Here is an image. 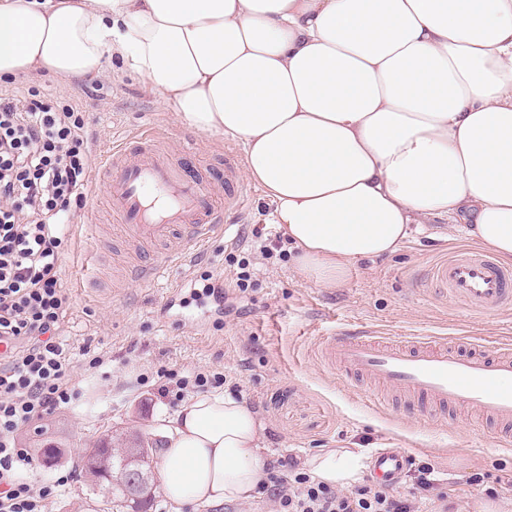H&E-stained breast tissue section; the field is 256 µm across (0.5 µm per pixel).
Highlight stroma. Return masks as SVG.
<instances>
[{
	"instance_id": "obj_1",
	"label": "stroma",
	"mask_w": 512,
	"mask_h": 512,
	"mask_svg": "<svg viewBox=\"0 0 512 512\" xmlns=\"http://www.w3.org/2000/svg\"><path fill=\"white\" fill-rule=\"evenodd\" d=\"M34 88L60 105L85 112L94 149H106L128 133L152 126L189 146L198 159L220 163L228 138L209 136L178 121L160 96L138 75L114 74L97 81L62 79L47 73L0 84L10 94ZM243 211L225 216L224 232L202 252L168 269L154 283L129 284L127 246L112 230L102 192H90L70 220L72 242L62 257V282L72 305L65 319V342L72 356L92 347L111 360L110 377L85 374L81 399L48 418L42 433L20 435L30 454L51 443L64 451L58 466H39L38 483L52 482L58 469L75 470L48 512H112L110 497L92 485L83 460L94 442L125 433L131 422L148 429L155 416L170 412L139 373L166 364L224 373L225 395L252 406L265 426L268 461L290 456L307 461L331 449L371 456L377 448L405 449L415 464H430L437 491L449 503L469 501L512 475V446H502L497 429L457 407L423 416L403 406L384 410L369 404V390L345 371L317 359L321 341L337 332L366 331L397 337L411 333L451 336L464 331L494 341L512 337V314H476L435 292L429 270L458 247L470 246L464 224L432 219L393 255L352 265L341 284L326 288L299 274L296 252L275 224H263L268 201L247 184ZM278 239L272 257H250L255 285L233 288L229 253L247 250L254 228ZM103 248L99 285L81 277L92 242ZM223 277L222 305L202 304L206 273ZM180 289V305L160 309L169 289ZM483 484L469 483L472 474ZM497 499L512 501V485L496 487Z\"/></svg>"
}]
</instances>
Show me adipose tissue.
Instances as JSON below:
<instances>
[{"mask_svg": "<svg viewBox=\"0 0 512 512\" xmlns=\"http://www.w3.org/2000/svg\"><path fill=\"white\" fill-rule=\"evenodd\" d=\"M39 70L134 72L182 123L239 140L304 279L336 286L434 217L512 262V0H0V81ZM149 434L171 512L253 500L246 403L198 394ZM307 467L347 487L365 463Z\"/></svg>", "mask_w": 512, "mask_h": 512, "instance_id": "ef3b65f1", "label": "adipose tissue"}]
</instances>
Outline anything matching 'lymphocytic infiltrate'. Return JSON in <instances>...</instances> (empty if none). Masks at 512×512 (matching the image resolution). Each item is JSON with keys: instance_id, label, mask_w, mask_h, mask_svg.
<instances>
[{"instance_id": "f902f5d3", "label": "lymphocytic infiltrate", "mask_w": 512, "mask_h": 512, "mask_svg": "<svg viewBox=\"0 0 512 512\" xmlns=\"http://www.w3.org/2000/svg\"><path fill=\"white\" fill-rule=\"evenodd\" d=\"M92 145L83 112L53 104L31 89L0 96V336L12 342L0 356V512H46L49 499L72 479L63 474L35 486L22 474L35 466L18 445L20 432L80 396L77 368L100 369L103 356L83 348L74 363L61 338L71 296L60 260L70 238L67 226L87 194ZM158 393L169 405L188 393L220 387V373H186L160 366ZM433 468L410 473L416 494L390 493L365 483L343 492L317 482L296 458L267 464L261 487L279 512H421L433 490Z\"/></svg>"}]
</instances>
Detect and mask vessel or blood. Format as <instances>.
Wrapping results in <instances>:
<instances>
[{"label":"vessel or blood","mask_w":512,"mask_h":512,"mask_svg":"<svg viewBox=\"0 0 512 512\" xmlns=\"http://www.w3.org/2000/svg\"><path fill=\"white\" fill-rule=\"evenodd\" d=\"M238 159L224 151L223 171L199 163L189 171L181 155L170 149L166 135L137 131L113 144L93 178L103 185L112 220L135 252L132 279L151 284L192 250L203 248L222 232V216L243 209L246 195L237 183ZM167 243L163 252L152 251ZM431 280L449 298L472 312L512 309V269L476 248L454 252L435 263ZM321 362L356 373L373 386L376 407L391 398L413 405L426 415L460 406L499 427L512 439V342L487 343L471 336H410L398 341L378 335L342 331L318 348ZM407 463L405 450L380 448L371 473L394 484Z\"/></svg>","instance_id":"b4317fda"}]
</instances>
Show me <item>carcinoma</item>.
Segmentation results:
<instances>
[{"label": "carcinoma", "mask_w": 512, "mask_h": 512, "mask_svg": "<svg viewBox=\"0 0 512 512\" xmlns=\"http://www.w3.org/2000/svg\"><path fill=\"white\" fill-rule=\"evenodd\" d=\"M95 454L97 468H86V475L92 484L108 487L113 506L129 508L131 512H144L150 508L155 493L146 485L132 484L130 476L135 469L147 470L154 449L145 447L141 439L119 448L112 446L110 440H101L95 445Z\"/></svg>", "instance_id": "1"}]
</instances>
